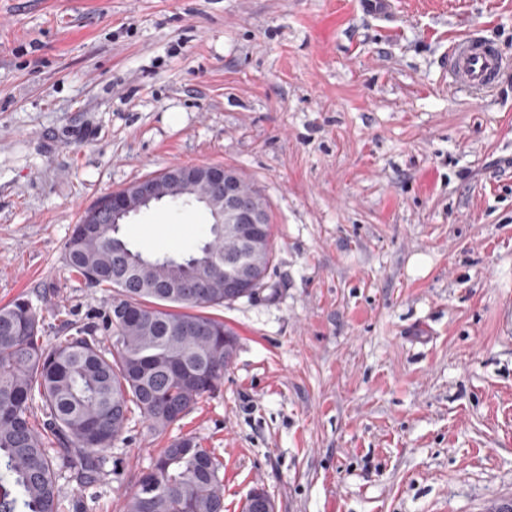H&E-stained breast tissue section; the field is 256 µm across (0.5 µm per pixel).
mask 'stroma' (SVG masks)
Here are the masks:
<instances>
[{"instance_id":"35a3bbf8","label":"stroma","mask_w":512,"mask_h":512,"mask_svg":"<svg viewBox=\"0 0 512 512\" xmlns=\"http://www.w3.org/2000/svg\"><path fill=\"white\" fill-rule=\"evenodd\" d=\"M512 56V0H0V305L47 337L102 311L64 244L101 196L218 164L264 197L274 259L216 308L224 382L165 434L133 415L96 486L58 512H122L190 437L224 512H489L512 500V72L448 86L449 44ZM202 208L123 225L144 254L208 236Z\"/></svg>"}]
</instances>
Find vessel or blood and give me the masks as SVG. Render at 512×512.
<instances>
[{
  "instance_id": "1",
  "label": "vessel or blood",
  "mask_w": 512,
  "mask_h": 512,
  "mask_svg": "<svg viewBox=\"0 0 512 512\" xmlns=\"http://www.w3.org/2000/svg\"><path fill=\"white\" fill-rule=\"evenodd\" d=\"M448 83L482 96L493 91L512 58L505 56L480 31L473 30L454 40L443 57Z\"/></svg>"
}]
</instances>
